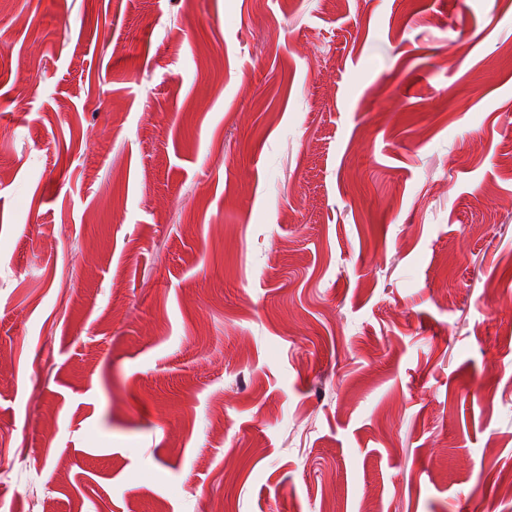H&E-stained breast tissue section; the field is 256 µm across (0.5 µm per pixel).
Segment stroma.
Listing matches in <instances>:
<instances>
[{"instance_id": "obj_1", "label": "stroma", "mask_w": 512, "mask_h": 512, "mask_svg": "<svg viewBox=\"0 0 512 512\" xmlns=\"http://www.w3.org/2000/svg\"><path fill=\"white\" fill-rule=\"evenodd\" d=\"M0 353V512H512V0H0Z\"/></svg>"}]
</instances>
